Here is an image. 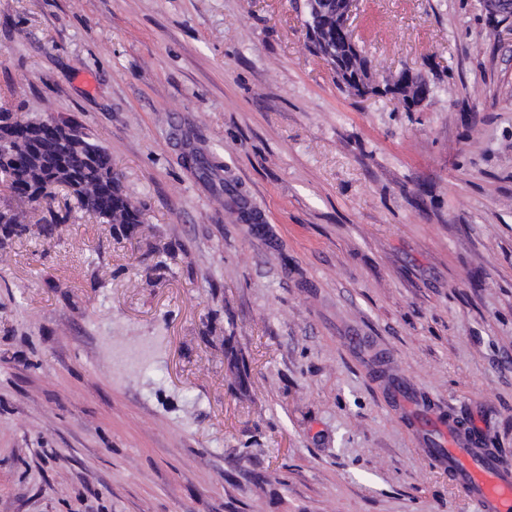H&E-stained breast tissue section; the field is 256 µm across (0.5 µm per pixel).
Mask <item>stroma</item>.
<instances>
[{
	"instance_id": "obj_1",
	"label": "stroma",
	"mask_w": 512,
	"mask_h": 512,
	"mask_svg": "<svg viewBox=\"0 0 512 512\" xmlns=\"http://www.w3.org/2000/svg\"><path fill=\"white\" fill-rule=\"evenodd\" d=\"M0 0V107L104 146L139 224L0 184V512H475L422 419L512 460V30L359 0ZM53 220L50 232L37 221ZM336 4V26L333 36L342 39L356 53H360L355 42L351 19L356 9L358 0H333ZM332 52L335 56L332 55L331 58H325L320 57V54L323 53V46L320 42H314L309 45L310 50L318 57L322 58L326 63L329 62H335L336 57L340 61L343 71V78L342 83H338L341 87L345 89L349 94H353L355 96L364 97L366 95L365 91H362L356 84H355V72L357 65L361 64L360 60H356L355 63H351V67L348 65V62L344 59L346 54V48L343 43H331L329 44Z\"/></svg>"
}]
</instances>
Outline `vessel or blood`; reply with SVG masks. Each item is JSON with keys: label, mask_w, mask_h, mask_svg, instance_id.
Here are the masks:
<instances>
[{"label": "vessel or blood", "mask_w": 512, "mask_h": 512, "mask_svg": "<svg viewBox=\"0 0 512 512\" xmlns=\"http://www.w3.org/2000/svg\"><path fill=\"white\" fill-rule=\"evenodd\" d=\"M428 454L465 490L476 512H512V461L499 449L479 447L472 429L453 421L441 424Z\"/></svg>", "instance_id": "b4317fda"}]
</instances>
